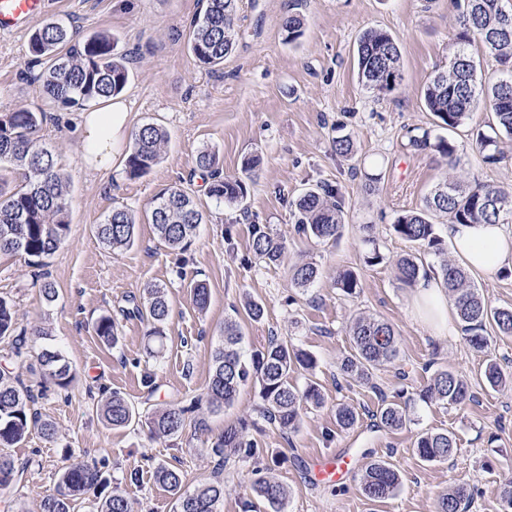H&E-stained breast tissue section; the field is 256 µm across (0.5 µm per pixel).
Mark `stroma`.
<instances>
[{
    "mask_svg": "<svg viewBox=\"0 0 512 512\" xmlns=\"http://www.w3.org/2000/svg\"><path fill=\"white\" fill-rule=\"evenodd\" d=\"M202 9L203 0H53L51 5L48 18L65 23L77 37L107 30L117 38L118 51L138 54L119 97L130 114L129 128L155 122L168 130L169 140L159 163L135 179L125 170L127 140L111 171L93 174L82 166L81 110L58 108L36 81L45 64L30 53L29 39L44 20L0 35V115L21 109L47 112L43 142L70 183V232L48 260L55 300L43 299L27 258L0 257V297L13 302L19 327L31 331L33 352L25 362H13L8 341L0 340V366L42 390L35 354L52 344L77 372L68 389L43 390L37 403L55 425V439L34 431L8 449V456L29 461L30 467L25 480L0 500V512L11 507L38 512L70 451L88 463L107 461L113 483L125 491L134 512H173L175 499L156 480V466L181 469L184 490H193L213 475L205 448L241 419L253 422L250 434L258 451L222 473L221 512H243L272 449L280 454L274 475L291 492L284 512H436L438 494L457 484L474 492L466 512H500V487L512 479V384L490 388L483 371L492 360L512 377V336L490 333L489 347L481 353L462 336L439 335L419 310L415 287L399 281L395 266L411 249L393 230L397 217L421 208L437 184L460 177L512 191V137L499 141L502 160L487 165L470 136L491 123L488 111L472 112L455 133V161L409 143L413 135L440 133L421 90L448 65L459 31L454 0H239L235 47L215 71L201 66L187 47L190 25ZM289 14L303 22L294 44L286 42L281 29L282 17ZM370 28L386 31L399 45L402 78L393 91L368 90L358 79L356 41ZM340 135L351 138L349 156L334 149ZM203 147L217 152L225 175H246L245 207L207 197L195 164ZM249 156L259 164L247 173L242 162ZM320 183L339 186L345 201L340 234L326 243L298 235L289 207ZM172 187L192 190L207 213L181 268L147 220L156 198ZM118 206L132 211L138 226L135 243L113 251L98 241L94 226ZM255 223L284 243L283 265L252 258ZM375 248L382 255L377 264L368 260ZM301 261L320 271L306 291L295 288L288 274L289 265ZM344 270L354 271L360 281L350 296L336 286ZM199 281L209 289L202 312L192 293ZM156 285L165 287L170 305L165 354L146 357V325L136 319L121 320L116 347L104 345L93 329L96 318L118 312L127 298ZM246 296L263 304L260 321L245 315L241 301ZM358 315L391 324L399 338L396 362L378 367L369 385L347 384L340 375L351 349L348 327ZM228 318L240 323L247 347H262L276 335L314 356L313 374L298 376L297 382H314L324 402L304 405L291 436L258 420L257 393L249 385L229 407L214 411L200 405L173 439L150 438L136 424L112 428L93 412L89 392L98 388L122 393L143 411L203 396L212 351ZM446 368L468 379L471 401H421L422 389ZM403 370L408 379L400 378ZM148 373L156 385L151 394L142 385ZM378 387L398 395L410 424L396 431L374 426ZM340 405L359 413L350 430L336 426ZM422 430L454 433L456 452L444 462L422 461L414 449ZM340 448L348 450L354 471L334 485L310 480L304 467L308 457ZM366 450L376 458H392L401 471L399 491L381 503L362 492L359 468ZM133 472L138 475L134 481L129 478Z\"/></svg>",
    "mask_w": 512,
    "mask_h": 512,
    "instance_id": "stroma-1",
    "label": "stroma"
}]
</instances>
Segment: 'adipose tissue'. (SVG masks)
Masks as SVG:
<instances>
[{"label": "adipose tissue", "instance_id": "ef3b65f1", "mask_svg": "<svg viewBox=\"0 0 512 512\" xmlns=\"http://www.w3.org/2000/svg\"><path fill=\"white\" fill-rule=\"evenodd\" d=\"M128 114L123 106H105L83 113L81 122L82 158L95 172L112 168L116 147L128 132ZM455 250L467 267L487 273L512 262V235L498 224H455L450 229Z\"/></svg>", "mask_w": 512, "mask_h": 512}]
</instances>
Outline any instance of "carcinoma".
I'll list each match as a JSON object with an SVG mask.
<instances>
[{
  "label": "carcinoma",
  "instance_id": "cac0c4a2",
  "mask_svg": "<svg viewBox=\"0 0 512 512\" xmlns=\"http://www.w3.org/2000/svg\"><path fill=\"white\" fill-rule=\"evenodd\" d=\"M202 14L191 24L189 45L195 58L213 69L224 64L236 42L233 18L238 0H204ZM462 9L461 31L456 50L448 59V68L437 73L421 92L423 102L436 118V126L453 132L467 124L471 112L483 107L493 113L491 133L478 131L475 143L483 161L496 164L501 160L498 140L512 136V6L504 0H458ZM285 39L293 42L302 35V22L295 15L282 20ZM480 35L487 62L499 76L489 84L478 75V67L466 50L470 33ZM72 33L62 23L49 21L30 39L33 56L44 57L50 66L37 78L42 92L61 109H83L119 96L126 88L134 58L116 52L115 39L108 31L98 32L75 47ZM400 49L387 32L368 29L359 37L356 50L358 78L370 90L379 93L395 89L389 77L400 79ZM48 120L44 112L21 110L0 116V254L22 253L39 264L56 251L70 231L68 213V177L57 165L54 154L39 139ZM168 133L160 125L147 123L134 134L126 169L130 176L147 175L159 162ZM412 147L430 150L453 161L458 146L451 137H430L429 132L409 138ZM196 166L210 177L207 194L218 203L242 206L247 196L246 182L240 177L226 176L218 154L203 148L196 154ZM297 233L320 242L336 239L344 223L345 204L339 187L323 183L304 191L290 203ZM448 216L452 224H498L512 215V192L482 184L451 181L435 190L423 207L397 217L393 224L399 237L413 245L414 251L396 261L398 280L407 286L427 276L423 254H443L442 239L433 217ZM157 237L170 249L183 253L190 246L199 225L206 223V213L186 190L173 187L162 193L150 214ZM137 221L124 208H114L105 220L95 225L99 241L112 249L134 244ZM250 251L267 265H279L284 258V245L261 224L251 225ZM444 288L452 299L461 331L468 345L483 351L488 348L487 325L494 324L499 334L512 336V309H491L468 271L446 260L440 263ZM291 281L297 288L311 287L318 268L312 263L289 267ZM336 286L350 296L359 288L355 272L346 270L336 277ZM167 295L161 287H151L145 295L129 300L120 316L148 323L146 353L159 358L164 348V325L169 317ZM118 316V317H120ZM118 317L106 311L94 323V332L107 346L118 341ZM221 343L214 349L212 372L205 393L206 402L219 410L233 404L240 389L251 384L260 399L259 415L264 421L286 433L295 431L301 422L305 403L316 406L323 398L318 388L309 383L300 388L292 380L299 369L311 372L316 367L313 355L295 344L270 339L266 347L249 350L243 332L235 321L224 322ZM353 350L341 363L346 381L367 382L372 369L398 359V336L393 327L381 320L359 315L349 327ZM10 342L11 355L21 362L30 347L24 329L17 326L11 302L0 297V340ZM40 365L55 386L68 388L76 373L69 361L56 349H45ZM485 381L493 388L506 383L505 374L495 362L484 369ZM382 400L378 412L379 427L399 430L411 422L406 408L372 386ZM424 402L461 404L471 397L469 381L462 375L439 370L420 394ZM37 396L8 370H0V447L11 448L24 442L31 431L43 436L55 435L54 425L36 408ZM96 412L114 428L139 424L156 439L179 436L186 427L189 409L177 403L152 413H141L118 392L99 395ZM357 411L348 406L336 408V425L347 430L358 421ZM248 424L241 421L224 429V435L204 449L224 468L233 458H249L256 454L255 440L248 438ZM416 453L425 461H445L457 450L453 433L421 431L415 441ZM62 467L55 489L44 495L39 512H70L71 501L89 492L110 486L111 475L104 466L72 460ZM25 467L0 456V494H5L23 479ZM156 480L176 496L177 512H221L224 484L201 482L190 493L183 491L184 474L165 465L155 468ZM401 485L396 466L384 459H372L363 468L362 491L372 502L393 497ZM258 502L270 512H282L290 492L279 482L260 477L252 485ZM473 491L456 485L437 499V512H465ZM100 512H133L129 499L119 487L102 499Z\"/></svg>",
  "mask_w": 512,
  "mask_h": 512
}]
</instances>
